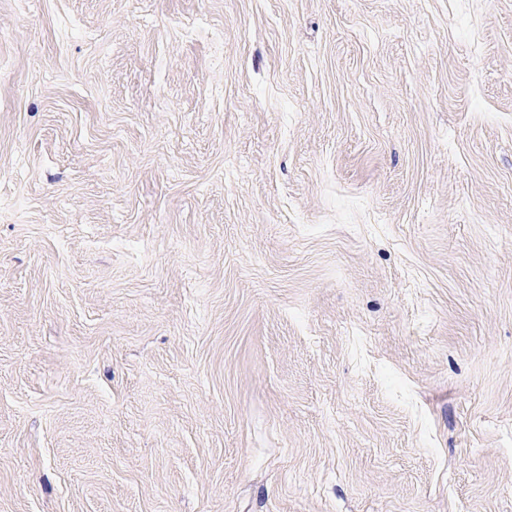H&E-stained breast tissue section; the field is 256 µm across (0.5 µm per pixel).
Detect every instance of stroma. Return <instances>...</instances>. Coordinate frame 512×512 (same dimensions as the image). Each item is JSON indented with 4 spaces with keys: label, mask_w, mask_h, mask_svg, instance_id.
Listing matches in <instances>:
<instances>
[{
    "label": "stroma",
    "mask_w": 512,
    "mask_h": 512,
    "mask_svg": "<svg viewBox=\"0 0 512 512\" xmlns=\"http://www.w3.org/2000/svg\"><path fill=\"white\" fill-rule=\"evenodd\" d=\"M0 512H512V0H0Z\"/></svg>",
    "instance_id": "stroma-1"
}]
</instances>
